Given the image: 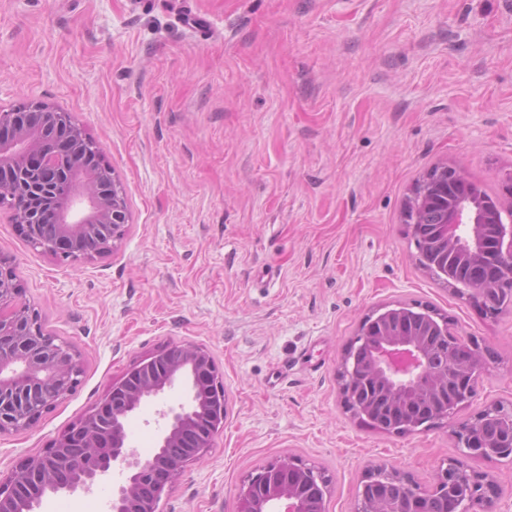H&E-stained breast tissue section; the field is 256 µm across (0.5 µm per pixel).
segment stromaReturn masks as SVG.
I'll list each match as a JSON object with an SVG mask.
<instances>
[{"instance_id":"1","label":"stroma","mask_w":512,"mask_h":512,"mask_svg":"<svg viewBox=\"0 0 512 512\" xmlns=\"http://www.w3.org/2000/svg\"><path fill=\"white\" fill-rule=\"evenodd\" d=\"M30 102L98 143L130 223L113 253L69 261L0 206V253L83 363L33 429L0 435V474L172 345L211 352L226 414L157 512H238L247 476L284 456L324 471L327 512H353L368 468L431 486L458 422L512 401V306L488 317L435 282L403 215L436 165L497 197L512 183V0H0V111ZM415 303L485 369L455 418L382 432L347 411L340 360L373 309ZM181 396L128 420L131 447L153 452ZM122 479L39 512H103Z\"/></svg>"}]
</instances>
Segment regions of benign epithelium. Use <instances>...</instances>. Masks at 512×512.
I'll list each match as a JSON object with an SVG mask.
<instances>
[{
  "label": "benign epithelium",
  "mask_w": 512,
  "mask_h": 512,
  "mask_svg": "<svg viewBox=\"0 0 512 512\" xmlns=\"http://www.w3.org/2000/svg\"><path fill=\"white\" fill-rule=\"evenodd\" d=\"M100 152L62 112L34 103L0 111V204L13 205L12 222L30 246L64 260H88L114 251L130 221L125 190ZM448 200L444 222L430 234L412 226L418 249L449 254L457 265L453 292L485 313H500L495 295L512 278V225L499 213L507 198L488 203L456 173L438 186ZM0 257V434L26 431L81 383L82 358L22 301ZM484 267L486 279L465 271ZM408 305H384L359 326L341 360L342 394L354 417L385 432L413 433L446 421L477 394L484 359L463 336H432L407 326ZM180 384L185 399L159 411L158 446L149 457L128 445L125 425L146 403ZM225 394L211 353L194 345L155 352L112 384L104 398L52 447L30 456L0 479V512H37L50 494L94 491L114 466L125 474L109 512H156L165 487L185 464L203 458L224 427ZM459 456L441 466L432 490L387 466L367 470L354 512H421L418 499L443 512H482L492 505L494 481L471 470L467 459L512 461V401L487 404L454 431ZM330 485L312 465L279 458L253 471L239 488L242 512H326Z\"/></svg>",
  "instance_id": "1"
}]
</instances>
